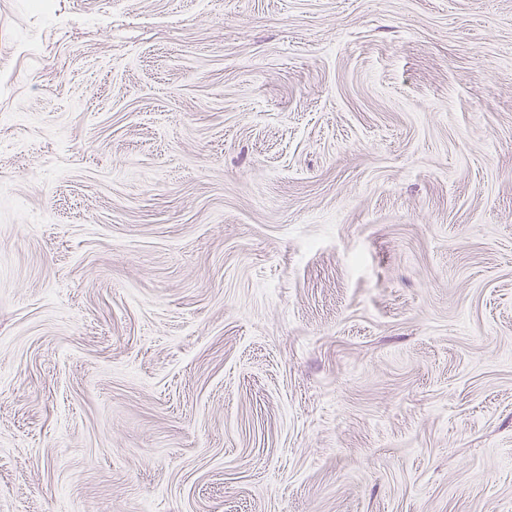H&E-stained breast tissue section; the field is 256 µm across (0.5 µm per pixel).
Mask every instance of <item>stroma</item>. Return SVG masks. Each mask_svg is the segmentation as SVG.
Here are the masks:
<instances>
[{"instance_id": "1", "label": "stroma", "mask_w": 512, "mask_h": 512, "mask_svg": "<svg viewBox=\"0 0 512 512\" xmlns=\"http://www.w3.org/2000/svg\"><path fill=\"white\" fill-rule=\"evenodd\" d=\"M0 512H512V0H0Z\"/></svg>"}]
</instances>
